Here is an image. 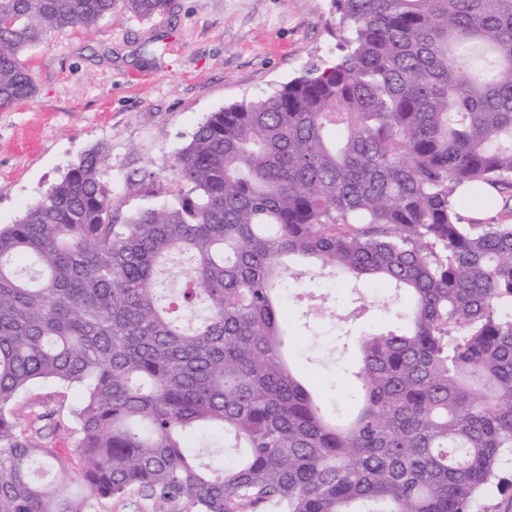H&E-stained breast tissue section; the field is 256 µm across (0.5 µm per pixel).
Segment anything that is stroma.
Segmentation results:
<instances>
[{
    "instance_id": "obj_1",
    "label": "stroma",
    "mask_w": 512,
    "mask_h": 512,
    "mask_svg": "<svg viewBox=\"0 0 512 512\" xmlns=\"http://www.w3.org/2000/svg\"><path fill=\"white\" fill-rule=\"evenodd\" d=\"M330 0H173L169 12L137 20L117 12L95 27L55 29L24 54L36 94L0 108V225L15 220L89 149L114 191L135 169L170 174L179 149L215 111L251 100L336 56ZM314 283L340 321L310 327L306 307L283 310L303 353L307 387L334 408L354 341L376 327L368 287L341 277Z\"/></svg>"
}]
</instances>
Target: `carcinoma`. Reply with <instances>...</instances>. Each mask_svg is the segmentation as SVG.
I'll return each instance as SVG.
<instances>
[{
	"instance_id": "cac0c4a2",
	"label": "carcinoma",
	"mask_w": 512,
	"mask_h": 512,
	"mask_svg": "<svg viewBox=\"0 0 512 512\" xmlns=\"http://www.w3.org/2000/svg\"><path fill=\"white\" fill-rule=\"evenodd\" d=\"M340 54L211 113L172 200L125 210L101 148L0 226V512H493L512 463V0H330ZM171 0H0V107L59 28ZM128 195L154 196L149 173ZM301 259L407 292L357 341L356 415L327 419L281 352ZM38 382L80 391L21 415ZM219 431L215 472L185 443ZM155 503L137 493L131 492L120 498L102 500L99 512H154Z\"/></svg>"
}]
</instances>
